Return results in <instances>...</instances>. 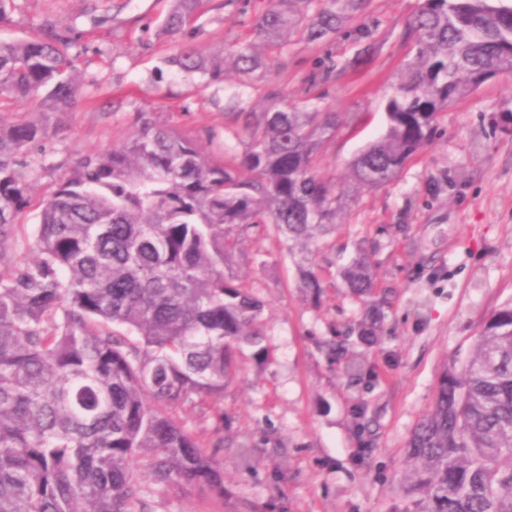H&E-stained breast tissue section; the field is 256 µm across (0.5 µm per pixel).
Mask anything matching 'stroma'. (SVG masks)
Here are the masks:
<instances>
[{
	"mask_svg": "<svg viewBox=\"0 0 512 512\" xmlns=\"http://www.w3.org/2000/svg\"><path fill=\"white\" fill-rule=\"evenodd\" d=\"M422 0H366L322 41L294 30L278 48L253 25L265 0H208L182 32L159 34L171 0H6L0 40L54 28L71 40L80 95L50 116L24 157L33 192L10 240V262L33 243L39 203L91 152L119 145L137 113L193 136L218 160L241 150L227 118L233 95L260 111L287 100L336 112L323 168L347 189L336 224L312 243L320 296L295 258L265 231H249L230 270L264 303L268 357L242 348L218 404L224 413V495L163 489L152 512H403L409 437L430 410L447 364L464 358L485 320L512 300V75L503 74L440 115L439 133L389 183L353 188L350 163L385 125L384 94L414 47L406 24ZM255 43L263 66L221 83L170 69L182 47L218 54ZM336 74L320 80L327 61ZM365 253L389 308L380 340L356 345L374 373L349 380L326 345L357 320L340 276ZM364 406L355 417L356 406Z\"/></svg>",
	"mask_w": 512,
	"mask_h": 512,
	"instance_id": "stroma-1",
	"label": "stroma"
}]
</instances>
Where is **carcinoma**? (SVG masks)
Instances as JSON below:
<instances>
[{"instance_id": "1", "label": "carcinoma", "mask_w": 512, "mask_h": 512, "mask_svg": "<svg viewBox=\"0 0 512 512\" xmlns=\"http://www.w3.org/2000/svg\"><path fill=\"white\" fill-rule=\"evenodd\" d=\"M306 2L317 3L309 40L341 28V0ZM295 3L267 0L256 23L266 42L288 43ZM203 6L172 0L161 31H181ZM408 29L416 52L390 87L383 134L351 163L357 186L390 181L431 144L449 104L512 74V0H422ZM69 49L59 35L0 41V101L71 111L79 85ZM227 58L244 75L262 65L252 43L222 57L187 47L165 63L219 83ZM229 116L244 149L224 165L138 113L120 145L58 181L32 257L0 271V512H148L153 486L224 497V414L211 452L176 420L223 399L241 345L267 351L262 300L224 267L260 225L303 247L336 223L344 197L321 162L336 113L275 103ZM46 130L0 119V261L31 199L20 155ZM305 260L303 287L318 294L314 259ZM342 275L364 311L332 352L348 376L369 379L352 348L377 340L385 301L364 256ZM402 489V512H512V301L443 373L409 441Z\"/></svg>"}]
</instances>
